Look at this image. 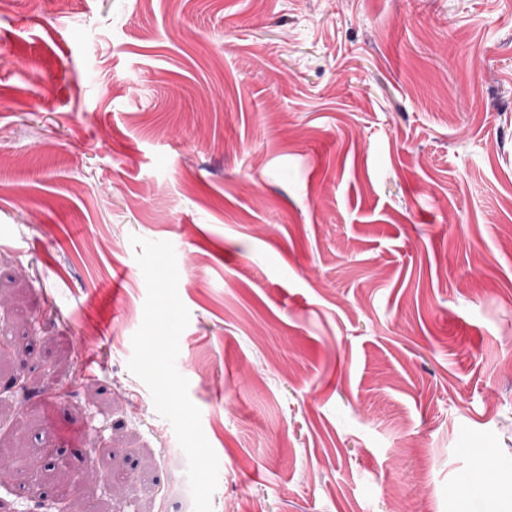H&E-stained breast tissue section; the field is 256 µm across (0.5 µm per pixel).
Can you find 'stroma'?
<instances>
[{
    "label": "stroma",
    "mask_w": 512,
    "mask_h": 512,
    "mask_svg": "<svg viewBox=\"0 0 512 512\" xmlns=\"http://www.w3.org/2000/svg\"><path fill=\"white\" fill-rule=\"evenodd\" d=\"M134 235L213 512H512V0H0V512H193Z\"/></svg>",
    "instance_id": "35a3bbf8"
}]
</instances>
